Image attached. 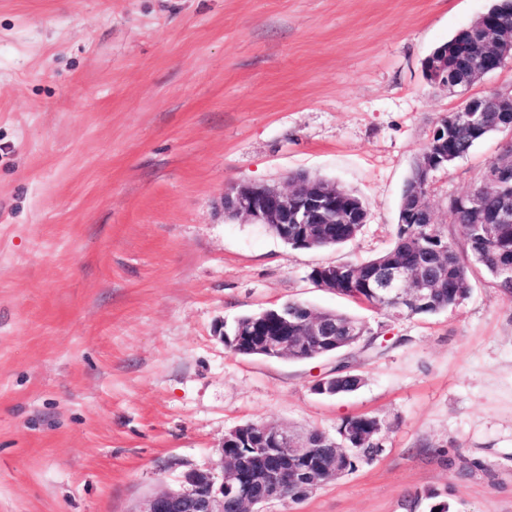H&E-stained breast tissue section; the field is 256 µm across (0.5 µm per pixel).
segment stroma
I'll return each instance as SVG.
<instances>
[{
	"label": "stroma",
	"mask_w": 512,
	"mask_h": 512,
	"mask_svg": "<svg viewBox=\"0 0 512 512\" xmlns=\"http://www.w3.org/2000/svg\"><path fill=\"white\" fill-rule=\"evenodd\" d=\"M494 0H0V512H137L221 468L225 433L382 423L372 460L261 512H512V299L480 269L460 305L391 318L311 270L395 238L458 93L423 61ZM502 134L437 173L430 204L481 181ZM297 174L361 198L334 249L225 216L227 187ZM297 300L362 320V386L313 384L338 356L235 354L220 327Z\"/></svg>",
	"instance_id": "obj_1"
}]
</instances>
